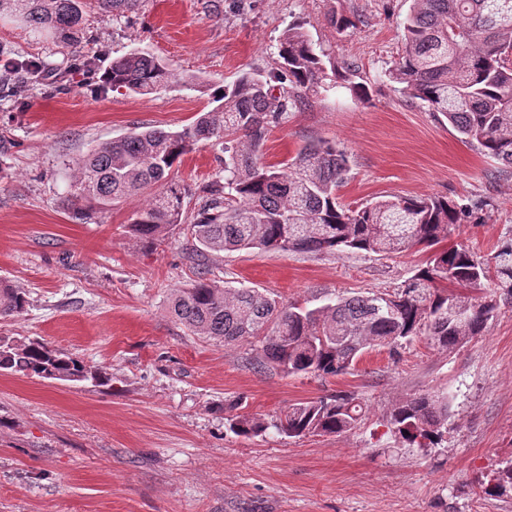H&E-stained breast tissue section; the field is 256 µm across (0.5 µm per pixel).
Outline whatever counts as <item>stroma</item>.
I'll return each instance as SVG.
<instances>
[{"mask_svg": "<svg viewBox=\"0 0 512 512\" xmlns=\"http://www.w3.org/2000/svg\"><path fill=\"white\" fill-rule=\"evenodd\" d=\"M203 3L146 0L120 23L89 10L84 49L103 68L144 49L225 86L275 67L283 31L302 25L337 66H357L371 99L325 79L271 130L265 161L334 142L351 163L343 204L445 196L485 215L453 229L448 245L485 257L512 240V170L388 80L413 0H224L218 14ZM334 13L355 27L336 30ZM0 45L57 63L68 54L10 17L0 18ZM213 107L207 88L140 96L79 75L62 90L19 84L0 100V135L14 143L0 157V279L29 301L22 315L0 319V336L40 339L111 378L98 386L0 375V512H512L511 491L483 492L512 457V309L461 348L418 336L397 357L377 347L326 379L256 369L253 345L192 334L167 309L171 289L193 283L201 267L220 285L315 308L410 283L429 249L392 257L250 249L209 253L195 267L181 230L154 247L129 237L143 197L89 222L65 210L72 164L88 149L141 127L181 130ZM220 154V145H199L173 179L191 186L215 177ZM339 392L365 407L347 434L291 438L271 427L244 437L226 423L242 413L272 423ZM424 393L450 400L436 448L406 446L387 425L392 405Z\"/></svg>", "mask_w": 512, "mask_h": 512, "instance_id": "1", "label": "stroma"}]
</instances>
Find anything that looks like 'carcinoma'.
<instances>
[{
	"instance_id": "obj_1",
	"label": "carcinoma",
	"mask_w": 512,
	"mask_h": 512,
	"mask_svg": "<svg viewBox=\"0 0 512 512\" xmlns=\"http://www.w3.org/2000/svg\"><path fill=\"white\" fill-rule=\"evenodd\" d=\"M119 22L139 13L144 0H92ZM86 0H0L9 14L40 36L71 49L69 65L53 67L44 57L17 59L0 48V93L15 84L51 79L64 85L76 72H96L82 50ZM404 50L388 71L398 91L419 99L448 120L465 142L512 168V0H414L404 26ZM279 66L243 73L214 95L218 105L180 131H132L88 150L74 166L67 208L77 219L102 215L128 198L153 191L127 225L148 246L187 225L186 258L206 253L260 248L275 251H364L388 256L415 247L435 249L408 285L392 293L338 296L314 309L279 306L255 288H226L208 272L169 298L171 314L194 334L235 345L259 336L256 368L292 375L335 377L363 353L386 347L391 356L426 333L441 349H454L480 336L492 314L512 307V242L487 260L465 247L437 248L456 224L479 222L473 207L443 196H387L356 207L338 201L349 160L332 143L310 144L287 162L267 163L260 149L271 129L301 103L300 90L322 83L327 72L348 84L361 102L370 95L347 68L314 43L302 27L283 32ZM102 83L118 91L148 95L174 85L198 88L193 76L175 73L148 51L112 59ZM224 144V175L196 190L169 179L173 167L199 144ZM196 195L191 215L185 198ZM462 292L448 291V287ZM26 293L0 280V316H18ZM464 310L465 321L448 316ZM0 374L68 382L110 381L107 373L33 338L0 336ZM352 394H336L295 405L270 425L253 414L228 419L229 429L257 436L269 427L290 437L348 433L362 421ZM450 416L448 396L423 394L396 404L391 431L408 446L434 448ZM512 490V459L499 464L487 494Z\"/></svg>"
}]
</instances>
